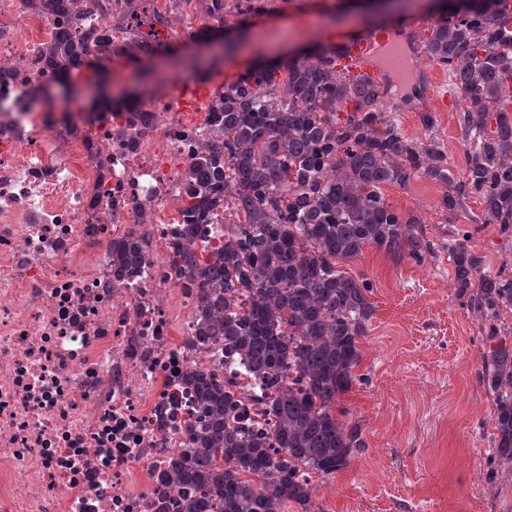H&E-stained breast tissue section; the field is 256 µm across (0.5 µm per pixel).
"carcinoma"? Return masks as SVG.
<instances>
[{
  "label": "carcinoma",
  "instance_id": "obj_1",
  "mask_svg": "<svg viewBox=\"0 0 512 512\" xmlns=\"http://www.w3.org/2000/svg\"><path fill=\"white\" fill-rule=\"evenodd\" d=\"M468 2L423 42L466 102L458 181L439 140L404 137L378 112L379 85L337 69L334 49L252 68L213 105L211 137L188 170L172 264L200 279L196 341L237 353L277 396L267 404L269 441L233 423V397L215 374L190 376L205 419L168 477L201 497L187 498L183 512H288L290 503L310 512L311 476L333 477L366 447L362 425L336 405L366 381L358 367L373 287L337 261L369 245L417 264L448 253L457 298L482 320V383L496 430L486 481L495 488L512 478V327L502 319L512 312V264L490 268L467 245L469 227L426 237L420 219L402 217L382 193L423 175L447 186L442 212L475 197L485 223L512 238V12L502 0ZM75 50L68 30L49 48L58 61ZM229 205L242 223L224 225V244L200 248L199 226ZM143 257L137 242L112 247V264L125 270Z\"/></svg>",
  "mask_w": 512,
  "mask_h": 512
}]
</instances>
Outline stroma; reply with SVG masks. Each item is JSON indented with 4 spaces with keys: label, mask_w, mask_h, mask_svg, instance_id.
<instances>
[{
    "label": "stroma",
    "mask_w": 512,
    "mask_h": 512,
    "mask_svg": "<svg viewBox=\"0 0 512 512\" xmlns=\"http://www.w3.org/2000/svg\"><path fill=\"white\" fill-rule=\"evenodd\" d=\"M236 3L224 0L219 28L226 48L220 54L208 50V38L200 33L186 48L164 44L138 64L87 68L72 82L74 98L94 109L102 98L125 90L136 95L164 87L184 74L182 61L190 56L212 60L217 83L229 85L262 61L314 43L329 49L358 33L375 39L385 29L403 45L407 70L392 71L379 111L418 141L428 137L421 113H435L448 167L460 175L465 146L459 116L465 103L456 100L453 111H444L443 98L454 83L444 74L430 84L434 66L422 49L443 16L435 0H266L263 12L245 20ZM444 191V185L418 177L403 187L384 186L383 195L396 212L419 217L430 234L475 226L471 245L491 268L512 262V239L501 237L496 225L481 223L478 200H463L449 216L439 213ZM341 268L373 284L375 315L361 341L359 367L368 381L340 402L361 423L367 446L345 470L318 481L315 512H512V480L495 492L485 481L495 429L480 380L481 321L457 299L447 256L418 265L369 246Z\"/></svg>",
    "instance_id": "1"
}]
</instances>
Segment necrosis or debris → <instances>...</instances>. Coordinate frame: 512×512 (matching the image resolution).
I'll return each instance as SVG.
<instances>
[{"label": "necrosis or debris", "instance_id": "necrosis-or-debris-1", "mask_svg": "<svg viewBox=\"0 0 512 512\" xmlns=\"http://www.w3.org/2000/svg\"><path fill=\"white\" fill-rule=\"evenodd\" d=\"M62 22L0 0V512H178L160 474L202 416L188 374L215 372L240 425L273 427L240 358L193 346L197 298L171 266L211 103L177 79L101 117L33 108L59 75L47 44ZM136 22L127 0L82 11L88 47L65 67L111 64L98 39L118 45ZM132 239L149 260L117 274L109 248Z\"/></svg>", "mask_w": 512, "mask_h": 512}]
</instances>
